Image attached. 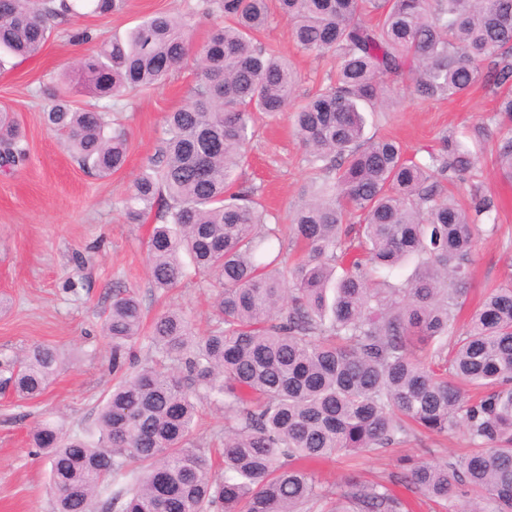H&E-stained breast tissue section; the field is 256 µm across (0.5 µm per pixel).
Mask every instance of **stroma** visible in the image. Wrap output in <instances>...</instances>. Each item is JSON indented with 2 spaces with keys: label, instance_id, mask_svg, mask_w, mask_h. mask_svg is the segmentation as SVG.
<instances>
[{
  "label": "stroma",
  "instance_id": "1",
  "mask_svg": "<svg viewBox=\"0 0 512 512\" xmlns=\"http://www.w3.org/2000/svg\"><path fill=\"white\" fill-rule=\"evenodd\" d=\"M192 2L126 0L121 13L72 19L36 57L0 61V106L12 110L28 144L25 162L0 171V300L7 306L0 313V360L44 344L58 349L65 362L36 399L20 401L0 392V512H53L51 465L30 441L36 423L54 422L71 433L95 429L97 407L114 383L111 344L101 332L114 282L133 289L149 315L184 312L202 333L215 320L218 288L211 279L192 274L169 290L151 286L144 245L149 227L127 223L121 212V200L152 154L165 113L189 98L194 59H187L166 84L124 106L131 149L124 168L109 177L79 168L42 120L56 76L90 51L73 41L75 30L90 27L121 37L142 17L181 14ZM260 40L286 55L296 69L298 98L325 82L327 60L296 49L287 18L273 15ZM493 106L492 93L481 86L461 99L423 101L408 84L394 83L385 111L369 116L366 133L397 138L413 153L436 144L442 134L493 124ZM237 174L257 188L269 211L286 219L311 177L287 117L260 120ZM473 181L497 201L500 222L512 231V181L499 174L491 155L480 157ZM476 255L464 305L468 311L486 289L512 277V245L504 237H482Z\"/></svg>",
  "mask_w": 512,
  "mask_h": 512
}]
</instances>
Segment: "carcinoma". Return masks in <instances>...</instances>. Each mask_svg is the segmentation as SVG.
Returning a JSON list of instances; mask_svg holds the SVG:
<instances>
[{
    "label": "carcinoma",
    "instance_id": "obj_1",
    "mask_svg": "<svg viewBox=\"0 0 512 512\" xmlns=\"http://www.w3.org/2000/svg\"><path fill=\"white\" fill-rule=\"evenodd\" d=\"M124 0H0V51L38 55L53 31L82 12L106 17ZM277 12L296 47L334 57L329 83L297 104L288 59L258 42ZM216 19L199 50L189 101L166 113L154 153L122 200L144 224L155 288L195 272L220 284L221 315L196 334L183 312L144 332L137 294L113 284L102 331L117 382L101 406L97 437L66 436L51 423L32 433L51 462L55 512H406L403 485L442 512H512V278L485 293L458 326L478 238L501 231L493 198L464 184L492 137L477 124L408 155L389 137L365 135L367 112L408 79L421 100L467 96L487 67L499 137L495 161L512 179V0H203L184 16L157 14L123 37L90 28L75 79L64 75L44 124L85 171H120L131 142L108 106L78 108L75 83L97 100L132 98L166 82L191 50L190 20ZM290 114L309 186L289 234L269 224L254 191H230L254 136V114ZM13 113L0 108V169L26 159ZM414 264L404 280L397 272ZM149 356L126 369L131 347ZM62 366L35 345L0 365V391L21 400L45 391ZM224 410L223 473L195 441L203 403ZM457 430L469 450L400 456L396 471L336 482L317 466L385 455ZM117 489L102 497L105 486Z\"/></svg>",
    "mask_w": 512,
    "mask_h": 512
}]
</instances>
